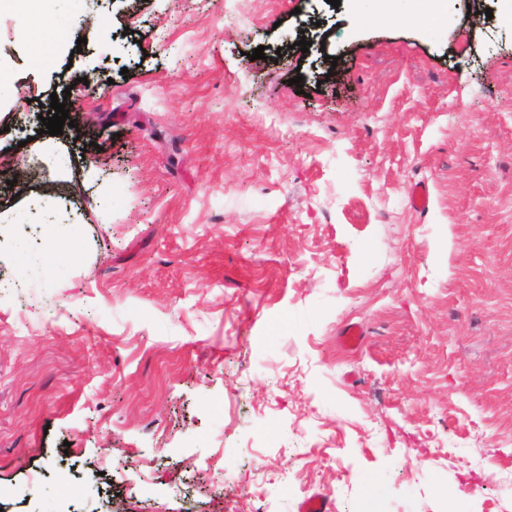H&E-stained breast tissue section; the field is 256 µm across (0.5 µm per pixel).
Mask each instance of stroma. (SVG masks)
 <instances>
[{
	"mask_svg": "<svg viewBox=\"0 0 512 512\" xmlns=\"http://www.w3.org/2000/svg\"><path fill=\"white\" fill-rule=\"evenodd\" d=\"M40 3L43 60L0 10V204L85 249L0 262V512H512L507 0ZM355 4V18L360 25H384L395 19L412 17L416 12L422 21L432 26L447 14V0H397L400 11L394 9L395 0H350ZM51 226H49L44 235V243L41 250V252L46 251L45 260L48 263H58L60 261H75L79 259L83 253V239L80 236H76L71 240L66 249L58 250L53 244L54 232Z\"/></svg>",
	"mask_w": 512,
	"mask_h": 512,
	"instance_id": "1",
	"label": "stroma"
}]
</instances>
